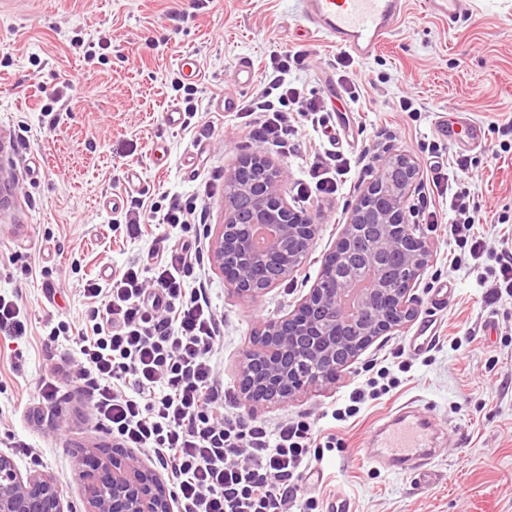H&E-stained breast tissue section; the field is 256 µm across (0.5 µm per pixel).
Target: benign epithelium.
Listing matches in <instances>:
<instances>
[{"mask_svg": "<svg viewBox=\"0 0 512 512\" xmlns=\"http://www.w3.org/2000/svg\"><path fill=\"white\" fill-rule=\"evenodd\" d=\"M288 171L263 151L240 157L224 172V223L209 243L224 283L255 301L292 278L307 258L318 225L288 204ZM420 185L414 157L393 150L362 189L319 280L288 314L257 330L238 366V387L250 409L281 405L312 388H330L376 339L406 327L418 312L414 290L433 250L410 227L407 203ZM269 224L263 249L252 227ZM78 476L85 512H174L167 483L135 453L85 450ZM63 482L36 471L22 476L0 451V512H65Z\"/></svg>", "mask_w": 512, "mask_h": 512, "instance_id": "7a95c632", "label": "benign epithelium"}]
</instances>
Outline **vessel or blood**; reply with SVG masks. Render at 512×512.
<instances>
[{
    "label": "vessel or blood",
    "instance_id": "1",
    "mask_svg": "<svg viewBox=\"0 0 512 512\" xmlns=\"http://www.w3.org/2000/svg\"><path fill=\"white\" fill-rule=\"evenodd\" d=\"M405 0H300L302 15L309 26L321 33L337 48L360 58L375 54L396 26ZM463 0H426L429 11L456 23ZM443 138L458 143L477 142L480 126L469 124L458 130L440 122ZM433 425L410 411L402 410L389 417L377 429L375 442L366 452L372 461H389L398 469H409L421 483L430 485L435 475L429 466L436 448Z\"/></svg>",
    "mask_w": 512,
    "mask_h": 512
}]
</instances>
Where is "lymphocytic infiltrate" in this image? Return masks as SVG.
<instances>
[{
	"instance_id": "obj_1",
	"label": "lymphocytic infiltrate",
	"mask_w": 512,
	"mask_h": 512,
	"mask_svg": "<svg viewBox=\"0 0 512 512\" xmlns=\"http://www.w3.org/2000/svg\"><path fill=\"white\" fill-rule=\"evenodd\" d=\"M302 64V55L288 53L271 55L265 64V91L247 109L255 143L287 153L296 117L324 124L323 103L289 78ZM349 166L339 152L314 155L297 196L335 195ZM196 209L178 199L165 206L131 201L125 213L130 232L165 224L181 235L152 266H129L104 284L86 282L84 295L106 303L88 315L92 335L74 338L79 361L69 378L92 388L96 413L114 435L170 467L178 512H288L291 480L312 471L310 426L245 424L225 413L212 361L222 339L219 321L205 291L184 284L194 262L204 259L201 236L187 232ZM448 209L460 249L450 270L468 258L489 259L498 267L497 287L512 291V250L485 249L474 236L484 215L469 194L449 192Z\"/></svg>"
}]
</instances>
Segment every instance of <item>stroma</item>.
<instances>
[{"mask_svg": "<svg viewBox=\"0 0 512 512\" xmlns=\"http://www.w3.org/2000/svg\"><path fill=\"white\" fill-rule=\"evenodd\" d=\"M275 51L304 55L300 79L321 95L336 138L302 119L290 154L268 152L290 173V206L319 224L292 280L248 302L230 293L212 263L204 265L224 325L214 359L225 412L273 426L297 417L311 422L316 476L300 482L298 501L314 512H327L340 494L351 512H512V294L482 282L480 267L449 272L458 248L448 224L418 228L434 263L415 290L416 318L375 341L334 387L252 411L236 381L259 322L286 315L319 279L386 148L411 154L422 169L434 154L447 164L467 159L469 170L456 172L453 188L481 206L487 221L478 230L489 247L512 244V135L500 131L512 124V0H468L452 25L425 0H407L386 44L363 60L307 32L298 0H0V180L11 187L0 196V296L17 300L28 319L22 339L0 334V450L21 473L57 476L69 512H84L79 449L121 442L94 416L88 392L65 385L43 401L40 380L75 351L50 330L64 320L72 332L90 333L86 280L109 279L163 250L169 227L147 224L129 236L113 197L148 205L191 198L206 229L223 223L224 172L250 147L238 113L218 101L235 89L241 59L260 69ZM186 53L199 64L194 122L208 126L203 137L165 119L168 107L185 105L172 81ZM405 98L413 113L400 111ZM47 103L52 112H43ZM457 112L481 126L478 147L437 135L438 120ZM332 149L354 162L347 182L335 200L299 202L296 185L309 161ZM444 287L448 300L436 303ZM423 330L431 342L414 349ZM381 368L397 387L354 417L334 419L352 389ZM405 403L443 430L429 486L411 472L373 469L363 454L376 422Z\"/></svg>", "mask_w": 512, "mask_h": 512, "instance_id": "1", "label": "stroma"}]
</instances>
